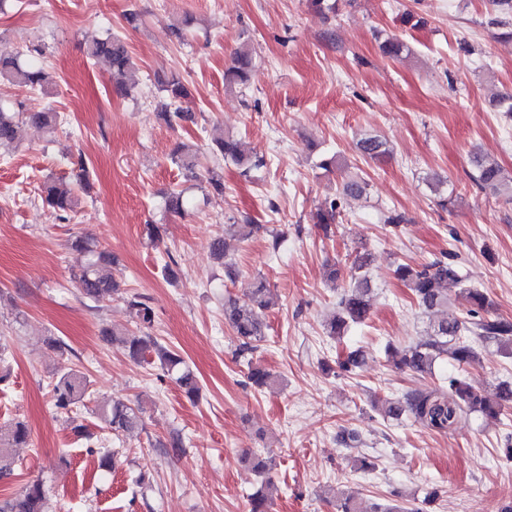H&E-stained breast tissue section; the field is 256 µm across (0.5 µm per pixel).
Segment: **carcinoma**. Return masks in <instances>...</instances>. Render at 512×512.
<instances>
[{"instance_id": "carcinoma-1", "label": "carcinoma", "mask_w": 512, "mask_h": 512, "mask_svg": "<svg viewBox=\"0 0 512 512\" xmlns=\"http://www.w3.org/2000/svg\"><path fill=\"white\" fill-rule=\"evenodd\" d=\"M308 7L314 13L328 18L336 14L338 0H307ZM499 14L496 24L509 25L512 18V0H490ZM384 55L391 59H399L410 54L408 44L396 35L387 36L381 45ZM87 55L104 62L109 69L113 90L120 95H128L135 86L136 66L126 41L112 35L106 38H93L87 42ZM255 61L248 44L243 43L234 52L231 66L224 72V81L229 85L248 84ZM10 83L32 89L47 83L44 68L21 60V54L0 49V83ZM167 102L162 104L164 116H174L180 120L188 119V113L180 110L176 103L190 96V90L179 76L174 75L164 87ZM29 124L48 133H54L61 124L60 113L52 109H25L13 111L0 103V148H9L19 140L21 126ZM216 155L230 161L240 169V174H248L266 166L262 156L247 151L241 140L234 136L223 135L215 139ZM359 151L365 158H377L390 154L387 143L378 137H367L359 144ZM200 150L197 145L180 143L171 155V163L186 175L195 177L200 165ZM474 182L483 189L493 193L512 194V174L505 171L500 163L478 152L472 157ZM206 183L217 194L224 193V175L219 164L207 169ZM88 184L76 178V182L58 177L44 183L42 187L43 202L51 213L61 221L70 218L77 205V189L85 190ZM366 191V182L359 176L343 180L341 195L350 198H361ZM341 217L340 204L337 199L327 200L321 204L316 213L317 224L325 235L333 233L332 226L339 223ZM266 232L272 238V247L278 248L280 241L274 231L263 224H256L248 217L237 225L239 238L248 239L253 235ZM72 249L89 255L88 261L72 272V280L81 293L97 300L105 295H112L120 288L112 273L115 259L104 252H98L83 238H76L71 243ZM370 260L368 254L355 256L350 267V283L337 303V311L325 324L326 336L341 337L350 325L365 323L372 308V287L368 274ZM396 277L411 291L422 313L433 316L448 311V285L457 288L455 300L461 306V314L452 320L446 318L430 322L429 336L400 350L387 346V351L399 354L396 366L408 369L420 375L434 373L435 365L451 357L458 365L465 366L476 358L474 343L494 342L512 349V321L491 315L492 303L483 290L474 288L467 283L464 264L453 253L448 252L441 258L428 264L412 266L400 264L395 270ZM126 305L141 329V335L130 336L125 331L112 328L105 329L102 334L113 342H119L133 360L143 358L152 352L158 358L163 372L175 376L176 382L190 400L199 394V386L195 375L187 367L184 359L173 349L161 344L152 335L154 310L139 296L126 298ZM268 287L262 281L249 290L248 302L239 304L235 300L224 303V321L233 329L240 339L237 356L244 359L247 365L246 378L248 383L262 389L274 383V376L266 368L253 362V353L260 342L265 339L263 317L269 308ZM364 353L353 349L337 356L336 364L339 374L348 375L360 366ZM89 387L84 373L68 369L57 374L52 383L54 405L66 412H72L83 403ZM500 402L491 401L479 389L467 383L463 375L450 374L442 378V383L431 390H415L398 399L385 401L378 407V412L387 422L401 423L412 418L415 421L438 431H444L453 424L458 413L467 410L483 416L496 418L502 415V403L512 401V385H502L499 391ZM106 427L116 435L129 433L142 422V409L123 402H114L99 413ZM30 432L22 421H14L0 425V480L13 475L15 460L9 449L28 443ZM253 471L259 478V488L250 495V512H268L269 499L265 488L270 484L269 467L265 458L253 454ZM437 497V491H430L422 498L413 499V507L383 506L376 503L369 507L353 495L343 498L337 505L336 512H428L427 505ZM0 512H46V494L39 482L28 484L18 495L0 500Z\"/></svg>"}]
</instances>
